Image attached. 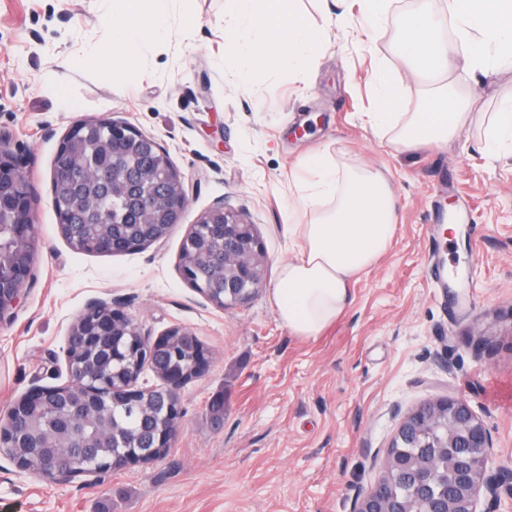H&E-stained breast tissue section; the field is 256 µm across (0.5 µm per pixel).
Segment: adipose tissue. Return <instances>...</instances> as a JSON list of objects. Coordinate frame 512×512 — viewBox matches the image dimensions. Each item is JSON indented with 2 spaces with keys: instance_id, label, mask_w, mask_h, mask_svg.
<instances>
[{
  "instance_id": "obj_1",
  "label": "adipose tissue",
  "mask_w": 512,
  "mask_h": 512,
  "mask_svg": "<svg viewBox=\"0 0 512 512\" xmlns=\"http://www.w3.org/2000/svg\"><path fill=\"white\" fill-rule=\"evenodd\" d=\"M99 0L103 30L89 53L61 59L72 69L98 64L105 74L133 69L146 42L170 32L172 0ZM230 12L248 20L257 32L251 41H235L239 74L250 67L304 70L328 40L325 29L311 25L286 0H226ZM467 67L485 71L512 65V0H449ZM450 47L437 33L427 8L407 21L395 54L431 83L422 92L416 112L400 111L404 85L377 78L376 106L367 121L375 133L390 135L405 148L445 145L467 127L472 96L450 87L446 78ZM297 205L288 227L295 255L281 264L269 301L280 325L303 340H315L353 302L352 285L393 245L398 202L388 176L379 169L339 161L328 155L307 158L295 177Z\"/></svg>"
}]
</instances>
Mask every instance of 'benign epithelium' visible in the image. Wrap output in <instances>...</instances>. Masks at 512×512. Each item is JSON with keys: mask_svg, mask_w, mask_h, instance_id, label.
<instances>
[{"mask_svg": "<svg viewBox=\"0 0 512 512\" xmlns=\"http://www.w3.org/2000/svg\"><path fill=\"white\" fill-rule=\"evenodd\" d=\"M86 121L75 122L61 139L53 161L51 186L82 179L85 172L66 162L73 143ZM95 124L101 129L106 148L112 153V167L96 171L95 178L112 185V208L100 211L106 224H122L128 211L135 210L141 220L147 221L154 214L167 217V223L179 224L188 207V196L180 172L170 160L167 150L129 123L117 119H100ZM150 146L145 169L133 174L124 164L125 149L132 143ZM26 160L11 151L0 140V213L12 216L18 234L29 233L33 219V194L24 175ZM222 228L224 250L213 257V262L224 265V287L234 304H243L262 287L261 274L266 267V254L255 225L244 215L217 203L202 213L190 226L188 235L211 234ZM34 256L26 251L19 253L15 268L7 275L0 272V321L20 302L23 290L30 281ZM184 279L197 292L219 308L224 299L216 297L207 282L194 277V265L186 260L180 264ZM132 319L116 302L95 300L89 303L80 318L72 324L66 351L77 349L92 340L108 351L112 363L122 361L126 346L113 335L112 324L130 323ZM191 344L201 340L192 331L174 326L155 339L136 330L145 364L150 366L161 381V387L151 393L157 398L158 410L167 417L173 412L182 413L174 393L190 382L185 375L166 369L155 360L156 352L163 348L173 333ZM57 393L54 387H34L17 400L0 423V447H14L13 427L21 426V419L39 401ZM397 438L411 442L417 449L414 457L399 446L386 451L384 473L356 498L354 512H414L413 504H425L424 512H479V496L484 494L496 501L502 487V475L490 473L492 437L485 425L458 398H441L426 403L410 412L400 424ZM157 446L145 442L136 458L127 466L145 465L158 460ZM447 455L448 495L436 492L432 460ZM65 467L57 470L52 479L66 481L81 475H98L111 471V466L94 458L88 448L64 458ZM403 480L408 494L399 495L392 485Z\"/></svg>", "mask_w": 512, "mask_h": 512, "instance_id": "benign-epithelium-1", "label": "benign epithelium"}]
</instances>
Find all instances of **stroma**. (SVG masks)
<instances>
[{
  "label": "stroma",
  "mask_w": 512,
  "mask_h": 512,
  "mask_svg": "<svg viewBox=\"0 0 512 512\" xmlns=\"http://www.w3.org/2000/svg\"><path fill=\"white\" fill-rule=\"evenodd\" d=\"M225 0H173L168 40L147 43L137 70H59L66 111L44 72L92 51L97 0H0V138L26 155L38 250L32 278L0 321V419L34 386L68 379L66 340L93 300L115 301L156 337L193 331L209 373L179 391L168 453L147 465L67 481L20 472L0 449V512H352L381 474L403 417L460 398L490 430L498 502L512 512V154L484 149L483 113L512 100V66L478 79L448 57L476 116L445 147L398 149L365 114L377 74L403 82L402 111L419 109L420 80L393 53L420 0H392L370 43L358 9L327 19L320 0H295L329 41L303 74L257 68L238 77ZM122 119L164 146L189 198L181 224L135 252L88 255L62 237L51 192L58 145L79 119ZM328 152L385 168L398 198L393 246L353 286L352 305L317 340L288 334L268 301L288 260L293 174ZM255 225L267 257L262 288L218 308L183 278L191 224L217 202ZM448 285L428 263L432 235Z\"/></svg>",
  "instance_id": "stroma-1"
}]
</instances>
